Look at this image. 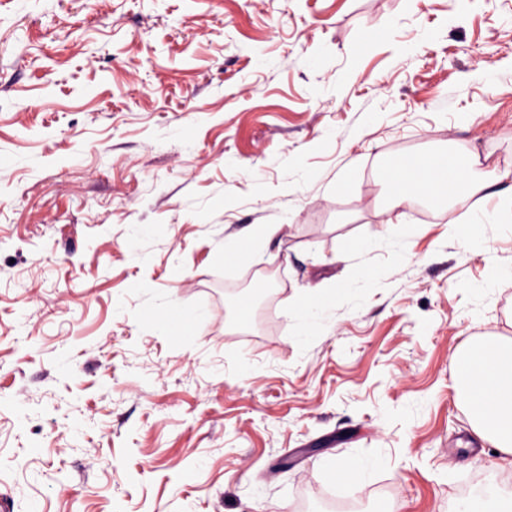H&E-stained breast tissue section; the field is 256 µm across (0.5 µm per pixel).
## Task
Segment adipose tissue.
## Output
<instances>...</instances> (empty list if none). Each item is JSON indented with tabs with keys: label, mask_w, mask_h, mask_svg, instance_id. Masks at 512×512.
Here are the masks:
<instances>
[{
	"label": "adipose tissue",
	"mask_w": 512,
	"mask_h": 512,
	"mask_svg": "<svg viewBox=\"0 0 512 512\" xmlns=\"http://www.w3.org/2000/svg\"><path fill=\"white\" fill-rule=\"evenodd\" d=\"M445 175H437V156H419V168L406 175L407 189L393 192L395 205L410 204L426 197L483 200L496 174L477 170L473 155L447 154ZM453 364L462 384L475 433L487 441L502 459L512 462V341L472 345L455 355Z\"/></svg>",
	"instance_id": "1"
}]
</instances>
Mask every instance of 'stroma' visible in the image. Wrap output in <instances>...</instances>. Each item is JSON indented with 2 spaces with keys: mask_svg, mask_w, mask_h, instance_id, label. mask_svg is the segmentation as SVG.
<instances>
[{
  "mask_svg": "<svg viewBox=\"0 0 512 512\" xmlns=\"http://www.w3.org/2000/svg\"><path fill=\"white\" fill-rule=\"evenodd\" d=\"M450 145L512 170V0H0V497L486 504L512 468L453 356L512 339V223L486 221L512 196L396 208L385 178ZM255 224L280 230L225 259ZM263 263L287 286L229 326Z\"/></svg>",
  "mask_w": 512,
  "mask_h": 512,
  "instance_id": "35a3bbf8",
  "label": "stroma"
}]
</instances>
